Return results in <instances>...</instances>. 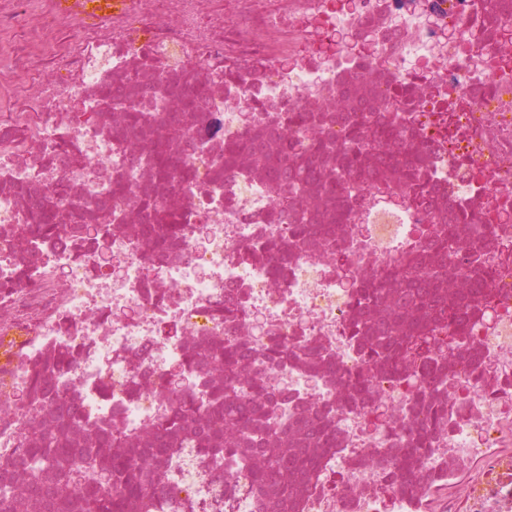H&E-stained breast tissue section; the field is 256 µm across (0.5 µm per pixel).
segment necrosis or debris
<instances>
[{
  "label": "necrosis or debris",
  "instance_id": "1",
  "mask_svg": "<svg viewBox=\"0 0 512 512\" xmlns=\"http://www.w3.org/2000/svg\"><path fill=\"white\" fill-rule=\"evenodd\" d=\"M58 35L55 0H0V486L47 512L25 470L32 423L68 455L154 445L178 401L225 375L242 420L271 405L320 430L255 459L303 454L287 501L213 465L208 416L161 454L153 495L200 512H512V0H91ZM82 111H74V103ZM272 136L264 160L255 125ZM310 186L295 210L281 191ZM453 238L458 249L442 248ZM455 305L458 355L429 369L367 359L389 275ZM387 279L381 303L364 289ZM362 389H354L356 379ZM422 474L393 470L429 411ZM129 435L125 447L107 443Z\"/></svg>",
  "mask_w": 512,
  "mask_h": 512
}]
</instances>
